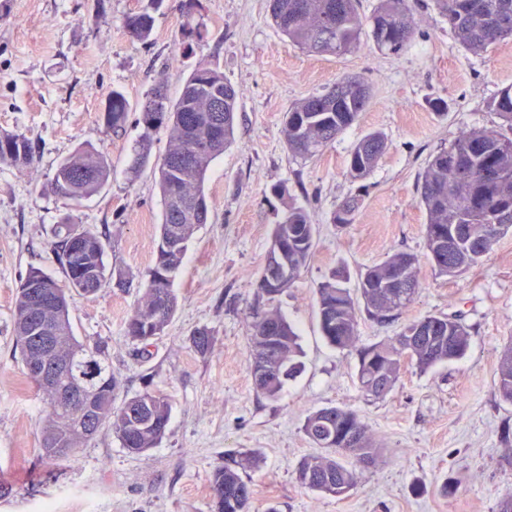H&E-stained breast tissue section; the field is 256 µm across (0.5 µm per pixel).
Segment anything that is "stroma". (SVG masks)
Here are the masks:
<instances>
[{"label": "stroma", "instance_id": "stroma-1", "mask_svg": "<svg viewBox=\"0 0 512 512\" xmlns=\"http://www.w3.org/2000/svg\"><path fill=\"white\" fill-rule=\"evenodd\" d=\"M144 2L0 0V132L38 146L33 166L0 164V473L17 484L0 512H211L213 470L242 452L259 459L246 475L250 512H498L512 493V404L495 387L500 355L512 343V235L467 273L436 276L423 260L426 214L417 186L429 157L460 129L499 126L488 103L512 84V40L471 54L433 0H415L417 29L401 55L368 42L321 56L273 28L268 0H202L194 12L183 0H164L149 41L139 43L121 21ZM189 21L204 24L207 35L183 45ZM203 63L219 64L238 92L235 141L208 170L210 218L176 274L177 310L145 346L127 337L125 323L158 239L163 205L155 165L168 134L153 132L147 165L131 174L143 129L131 118L123 131L107 132L101 103L115 87L133 103L159 84L178 97ZM346 76L370 86L367 110L318 156L292 157L283 133L288 107ZM432 98L446 100L447 112L431 111ZM372 131L382 132L388 147L357 181L348 155ZM81 144L101 151L111 174L99 194L74 203L49 183ZM279 184L287 185V197L275 195ZM355 195L362 201L354 223L331 224L336 207ZM292 201L316 226L315 252L272 307L295 326L304 370L270 399L256 392L248 367L252 304L273 228ZM64 221L102 233L108 266L131 281L73 296L69 314L75 336L107 346L116 402L146 390L168 398L166 434L144 454L127 453L107 425L74 458L38 459L47 405L23 373L12 313L30 269L63 278L52 242ZM396 251L421 257V287L398 319H360L361 342H386L428 314L460 316L471 340L461 360L424 373L403 364L394 389L373 401L359 389L354 352L323 337L316 290L341 266L347 288L357 290L364 271ZM199 328L213 335L203 355L190 343ZM330 406L353 410L378 450L372 465L357 467V485L342 498L306 491L295 480L298 463L319 452L302 430L304 419ZM447 478L457 490L445 496Z\"/></svg>", "mask_w": 512, "mask_h": 512}]
</instances>
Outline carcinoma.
<instances>
[{
  "mask_svg": "<svg viewBox=\"0 0 512 512\" xmlns=\"http://www.w3.org/2000/svg\"><path fill=\"white\" fill-rule=\"evenodd\" d=\"M163 0H148L146 6L123 18L122 27L131 40L145 42L152 35L155 11ZM358 0H269V13L276 29L289 41L320 55H341L359 48L367 34L375 46L390 55H399L410 45L416 19L410 0H379L374 12L363 16ZM438 13L459 43L478 55L491 45L512 39V0H435ZM371 99L369 86L359 78L344 77L324 90L313 93L286 113V146L301 159L318 156L347 127L366 111ZM503 125L512 131V84L497 90L491 101ZM133 107L120 89L111 90L102 105L101 118L107 131L118 133L125 128ZM238 112V95L215 64L196 67L186 79L177 99L169 98L163 86L149 91L140 104L138 124L143 135L131 165L136 174L149 162L151 133L168 130L169 146L157 164L158 186L163 201L162 222L152 266L143 288V303L128 317L126 334L144 345L161 335L177 308L173 286L160 287L157 276L163 271L176 273L185 250H169L163 239L178 235L188 242L196 228L209 218L210 206L205 180L211 163L234 141ZM387 140L380 132L362 137L351 149L347 168L355 180L366 179L386 152ZM35 146L27 137L0 132V163L27 167L34 162ZM106 158L94 147L82 145L56 168L52 189L57 195L79 201L96 192L109 177ZM419 204L426 212L425 249L435 274L459 276L487 256L496 242L512 233V137L496 130H462L448 147L437 151L427 161L421 175ZM358 201L348 200L331 214L330 221L339 228L354 223ZM315 225L305 208L288 205L272 233L271 246L282 250L280 266L283 287L274 290L258 283L253 304L252 335L249 346L250 374H255L259 355L275 360L279 350L286 351L285 361L272 376L262 382L252 378L256 391L276 396L286 381L295 377L301 364L294 327L282 316L267 326L260 321L264 306L288 288L314 255ZM54 248L65 271L61 285L42 270L32 268L17 290L13 310V335L19 348L24 374L36 345L42 339L43 324L55 326L59 343L71 361L61 381L67 387L75 383L97 391L103 409L99 426L110 424L119 430V439L129 453L140 455L155 447L164 437L170 416L167 397L144 391L132 396L148 408L144 417L129 414V401L114 406L117 381L112 374L106 348L90 347L74 336L69 318V300L80 294L84 279L82 257L90 258L97 268L98 288L113 280L125 285L121 271L108 270L105 242L98 232L81 224L65 225ZM417 255L395 251L384 261L368 267L356 299L345 287L347 271L335 270L316 291L320 327L327 342L339 349H353L358 360L357 377L361 390L381 377L387 390L374 395L385 398L399 380L402 361L410 362L421 372L465 356L470 344L469 327L458 316L425 315L410 321L386 343L358 345L360 313L376 322H384L407 308L421 287ZM397 270L410 277L405 293L389 287ZM50 280L60 292L61 306L42 314L30 307L31 284ZM212 336L205 328L192 336L194 350L203 355L210 348ZM495 385L500 398L512 403V346L500 356ZM49 413L41 428L40 455L55 460L48 442L68 449L65 458L76 456L85 445L71 437L64 424L68 410L52 403L43 393ZM362 430V441L353 445L348 439L352 430ZM306 436L328 453L303 459L296 469L299 485L311 492L336 498L356 486L355 470L341 458H351L368 466L376 457L366 426L357 415L344 407H327L308 414L303 424ZM256 459L246 453L215 468L211 486L220 494L213 501V512H248L253 490L245 479L247 469Z\"/></svg>",
  "mask_w": 512,
  "mask_h": 512,
  "instance_id": "carcinoma-1",
  "label": "carcinoma"
}]
</instances>
